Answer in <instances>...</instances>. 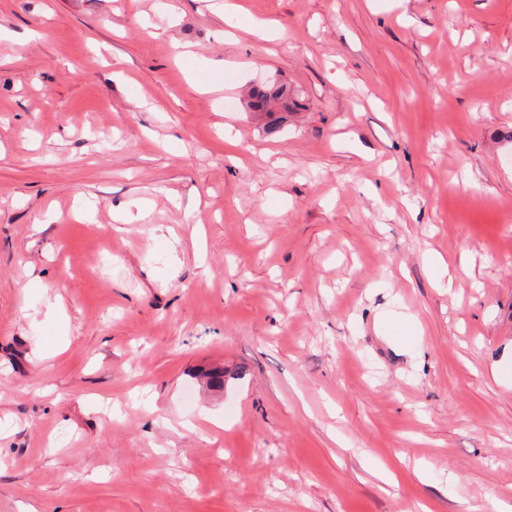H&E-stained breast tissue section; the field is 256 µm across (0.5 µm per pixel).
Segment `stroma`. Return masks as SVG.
<instances>
[{
    "label": "stroma",
    "instance_id": "stroma-1",
    "mask_svg": "<svg viewBox=\"0 0 512 512\" xmlns=\"http://www.w3.org/2000/svg\"><path fill=\"white\" fill-rule=\"evenodd\" d=\"M235 2L0 0V512H512V0ZM285 93V88L283 86L275 89L256 87L250 93V108L252 111L259 112L260 114H270V102L275 99H283V109L288 111V96H286Z\"/></svg>",
    "mask_w": 512,
    "mask_h": 512
}]
</instances>
